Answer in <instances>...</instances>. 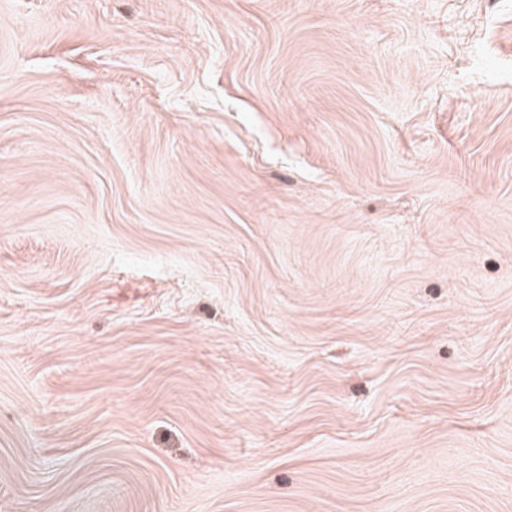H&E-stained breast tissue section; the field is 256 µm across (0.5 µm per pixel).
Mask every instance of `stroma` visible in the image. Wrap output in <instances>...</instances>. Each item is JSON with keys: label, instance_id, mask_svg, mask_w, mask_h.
<instances>
[{"label": "stroma", "instance_id": "obj_1", "mask_svg": "<svg viewBox=\"0 0 512 512\" xmlns=\"http://www.w3.org/2000/svg\"><path fill=\"white\" fill-rule=\"evenodd\" d=\"M0 512H512V0H0Z\"/></svg>", "mask_w": 512, "mask_h": 512}]
</instances>
